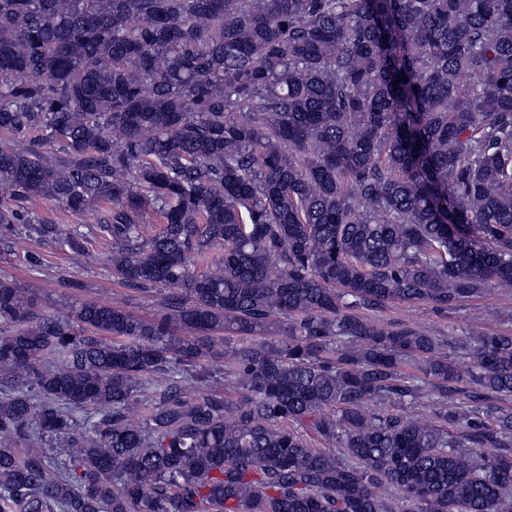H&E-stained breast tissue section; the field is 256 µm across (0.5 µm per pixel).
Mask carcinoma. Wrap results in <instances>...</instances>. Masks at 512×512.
Returning <instances> with one entry per match:
<instances>
[{
    "label": "carcinoma",
    "mask_w": 512,
    "mask_h": 512,
    "mask_svg": "<svg viewBox=\"0 0 512 512\" xmlns=\"http://www.w3.org/2000/svg\"><path fill=\"white\" fill-rule=\"evenodd\" d=\"M22 240L161 310L0 277V512L512 509V333L380 319L512 285V0H0Z\"/></svg>",
    "instance_id": "1"
}]
</instances>
